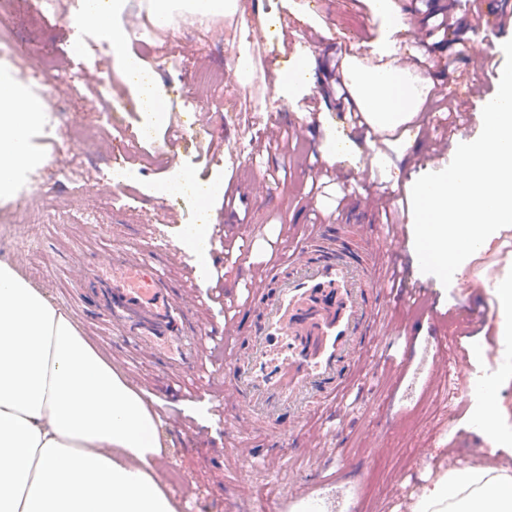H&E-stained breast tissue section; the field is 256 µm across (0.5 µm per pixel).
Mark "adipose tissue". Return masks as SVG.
<instances>
[{
  "instance_id": "1",
  "label": "adipose tissue",
  "mask_w": 512,
  "mask_h": 512,
  "mask_svg": "<svg viewBox=\"0 0 512 512\" xmlns=\"http://www.w3.org/2000/svg\"><path fill=\"white\" fill-rule=\"evenodd\" d=\"M128 0H78L79 13L105 30L113 45L129 38L120 19ZM235 0H148V18L173 27L176 14L213 20L235 12ZM119 72L143 98L147 128L165 123L168 98L134 54L121 55ZM352 107L361 113L365 140L394 131L418 114L423 98L394 67L350 74ZM46 105L0 70V202L16 200L28 172L46 166L33 132ZM159 197L191 195L205 216L184 225L181 241L199 259L197 277L208 285L213 208L224 179L202 182L188 170L155 188ZM160 414L80 331L72 317L0 259V512H179L155 472L164 446ZM508 458L443 472L418 497L412 512H512V435Z\"/></svg>"
}]
</instances>
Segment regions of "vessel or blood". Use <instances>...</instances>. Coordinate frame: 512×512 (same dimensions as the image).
Returning a JSON list of instances; mask_svg holds the SVG:
<instances>
[{
  "label": "vessel or blood",
  "mask_w": 512,
  "mask_h": 512,
  "mask_svg": "<svg viewBox=\"0 0 512 512\" xmlns=\"http://www.w3.org/2000/svg\"><path fill=\"white\" fill-rule=\"evenodd\" d=\"M477 29L499 36L512 29V5L473 14ZM113 317L130 335L189 359L184 341L169 335L179 314L167 284L117 262L112 266ZM377 285L364 257L337 246L325 225L315 224L280 263L270 281H258L251 306L257 316L248 333L224 325L231 365L224 382L251 410L277 419L308 410L314 396L336 395L358 356V340L370 332ZM248 350H240V339Z\"/></svg>",
  "instance_id": "vessel-or-blood-1"
}]
</instances>
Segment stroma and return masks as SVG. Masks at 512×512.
<instances>
[{
  "label": "stroma",
  "mask_w": 512,
  "mask_h": 512,
  "mask_svg": "<svg viewBox=\"0 0 512 512\" xmlns=\"http://www.w3.org/2000/svg\"><path fill=\"white\" fill-rule=\"evenodd\" d=\"M408 2L394 0L411 26L397 36L398 56L414 68V81L433 99L424 102L419 122L409 124L406 132L382 134L376 148H362L336 163L335 180L325 185L320 182L321 145L357 131L348 110L327 95L322 64L339 52L340 37H349L352 48L369 54L384 41L386 24L368 0H324L316 8L307 0H239L236 14L215 20L208 30L182 18L176 34L156 31L145 43H127L126 51L173 89L166 123L144 141L139 138L143 114L128 105L131 95L103 31L83 32L86 49L74 56L67 51L71 28L49 14L41 17L36 33L19 29L16 41L25 46L24 55L0 57V68L12 72L18 70L17 60H26L22 85L32 97H47L60 108L56 139L47 140L43 130H36L35 151L52 156L61 151L83 163L76 180L60 163L37 170L36 184L57 200L49 220L16 224L12 204L0 205V258L43 288L134 386L162 400L165 453L158 471L179 512H258L262 499L273 512H316L320 507L325 512L349 507L354 512H411L424 488L457 457L469 466L484 463L493 436L512 432V372L489 361L501 353L495 345L497 328L467 327L470 308L493 300L483 286L485 278L512 271V227L501 229L488 251L468 261L476 274L469 284L455 279L445 286L434 275L416 272L434 304L429 311L420 302H405L387 286L394 269L391 253L411 250V214L373 216L357 176L358 170H367L376 191L395 196L406 183L443 170L453 154L435 153V140L445 133L475 138L482 130V104L469 96L470 86L481 83L490 92L498 86L475 60L489 52L504 62L502 39L487 43L470 26L445 35L433 28V13L451 8L464 15L466 0H421L414 11ZM260 12L266 25L244 49L254 60L252 78L245 84L225 83L222 96L213 95L200 72L232 69L243 50L235 31L242 22H255ZM317 28L329 29L332 40L314 36ZM38 44L58 51L65 72L80 74V81L46 85L32 61ZM305 52L317 64L305 99L321 114L312 122L301 118L287 99L276 97L273 86L276 71ZM427 56L435 59V67L418 69V60ZM450 56L456 60L454 70H443L441 63ZM92 78L112 84L114 125L84 140L74 132L96 120L99 105L88 85ZM452 100L465 118L458 128L445 130L440 120ZM133 136L138 143L123 160L127 188L118 191L112 185V141ZM177 166L202 181L223 175L226 189L238 196L236 220L211 252L213 268L223 271L230 288L208 287L194 276L196 258L179 237L182 225L200 221L192 197L168 200L148 191ZM321 222L336 225V241L348 249L356 236L346 233L345 225H364L373 248L372 271L384 284L382 298L372 333L336 398L308 417L281 418L270 430L246 406L224 402V324L250 322L249 295L257 273L274 265L300 232ZM228 252L233 255L229 262L224 259ZM116 253L143 264L172 288L186 320L192 362H163L113 320L110 289L93 271ZM442 339L451 347L462 386L451 407L442 400L445 365L433 360ZM478 344L486 350L475 359L471 352ZM480 380L494 384L500 407L486 429L477 428L471 418L474 394L468 386ZM203 401L209 408L200 423L185 406ZM240 421L248 422L255 448L247 465L235 430Z\"/></svg>",
  "instance_id": "35a3bbf8"
}]
</instances>
